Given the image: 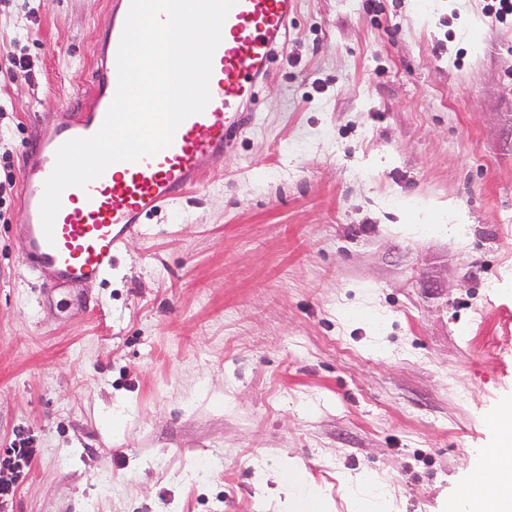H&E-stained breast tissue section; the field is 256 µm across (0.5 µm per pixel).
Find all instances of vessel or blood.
<instances>
[{"label":"vessel or blood","instance_id":"obj_1","mask_svg":"<svg viewBox=\"0 0 512 512\" xmlns=\"http://www.w3.org/2000/svg\"><path fill=\"white\" fill-rule=\"evenodd\" d=\"M131 0H113L100 30L92 100L82 111L41 134L24 153L21 174L23 233L20 258L44 291L105 280L116 254L144 232L148 220L204 184L213 163L248 126L241 101H254L257 81L286 42L297 0H237L212 59L211 100L186 118L171 144L136 162L110 165L85 187L61 195L52 237H45L40 205L58 148L98 132L117 89V52Z\"/></svg>","mask_w":512,"mask_h":512}]
</instances>
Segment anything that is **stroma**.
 <instances>
[{
    "mask_svg": "<svg viewBox=\"0 0 512 512\" xmlns=\"http://www.w3.org/2000/svg\"><path fill=\"white\" fill-rule=\"evenodd\" d=\"M298 0L216 175L106 282L43 294L0 192V451L12 512H448L512 400V16ZM110 0L0 5V174L91 97ZM26 54L30 65L13 66ZM36 453V448H25L23 446H12L6 448L3 456L0 458V467L7 468L13 474V477L5 480H0V510L6 508L10 503L13 504V499L16 492V482L19 477L30 470L32 461ZM276 481L286 497L283 512H323L320 498L310 486L305 469L297 463L279 469Z\"/></svg>",
    "mask_w": 512,
    "mask_h": 512,
    "instance_id": "stroma-1",
    "label": "stroma"
}]
</instances>
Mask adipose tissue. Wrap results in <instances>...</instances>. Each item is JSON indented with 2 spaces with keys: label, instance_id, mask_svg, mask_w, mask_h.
<instances>
[{
  "label": "adipose tissue",
  "instance_id": "1",
  "mask_svg": "<svg viewBox=\"0 0 512 512\" xmlns=\"http://www.w3.org/2000/svg\"><path fill=\"white\" fill-rule=\"evenodd\" d=\"M489 425L496 444L470 457L448 512H512V401L499 407ZM276 481L285 493V512H323L301 465L291 463L279 469Z\"/></svg>",
  "mask_w": 512,
  "mask_h": 512
}]
</instances>
